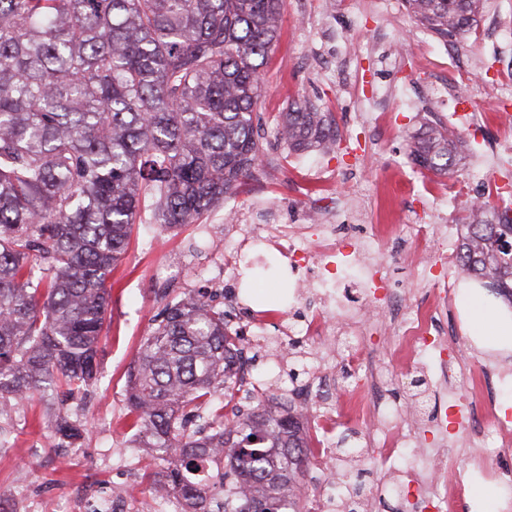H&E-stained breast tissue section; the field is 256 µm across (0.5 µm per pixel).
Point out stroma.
Segmentation results:
<instances>
[{
	"label": "stroma",
	"mask_w": 512,
	"mask_h": 512,
	"mask_svg": "<svg viewBox=\"0 0 512 512\" xmlns=\"http://www.w3.org/2000/svg\"><path fill=\"white\" fill-rule=\"evenodd\" d=\"M501 13L512 16V0H486L478 26L459 45L469 72L457 93L437 100L430 89L443 75L429 63L441 58L444 48L434 37L421 43L419 53L397 54L398 44L419 29L405 7L393 6L392 0H285L280 37L265 67V89L256 107L260 166L240 194L201 223L169 231L148 221L136 225L127 253L112 273L98 387L85 400L69 404L72 418L85 425L80 445L50 444L42 401L0 408V424L12 433L9 447H0V512H20L24 504L31 512H61L76 489L127 482L132 485L127 512H165L148 490V477L159 472V462L151 449L138 447L126 407L127 371L163 304L177 294L203 289L211 273L230 260L237 264V280L214 300L236 312L238 327L258 325L274 334L283 316L321 308L316 297L297 288V275L274 251L225 244L228 225L248 224L265 214L282 224H301L308 213L317 212L332 215L334 224L356 235L378 228L394 245L379 264L406 288L411 302L424 301L430 285L419 282L414 270L397 258L399 225L446 223L448 217H459L472 197L482 195L487 183L512 187V170L502 169L494 155L495 150L512 149L498 130V117L512 110V100L495 89L506 52L487 30L490 19ZM388 89L393 97L381 128L367 126L362 118L372 97ZM298 98L311 100L333 120L335 150L297 154L277 140L279 114ZM461 112L479 113L482 124L458 131L464 155L458 172L440 176L412 164L411 135L429 124L447 127L449 117ZM162 265L177 269V276L158 278ZM469 283L458 275L459 323L450 339L466 365L488 367L501 374L503 384L512 385V355L477 347L471 334L477 306ZM384 316L377 311L369 325L364 357L369 365L392 373L393 399L410 402L422 395L417 432L427 447H443L431 425L434 404L455 396L485 401L492 381L486 377L451 390L439 382L435 362L423 367L385 364L390 347L381 334ZM246 355L251 381L314 365L309 358L286 359L252 348ZM418 378L423 385L416 390L410 382ZM251 381L243 385L241 396L253 394ZM333 472L359 489L372 512H421L416 497L401 498L393 491L401 467L385 468L374 456L356 463L344 458L331 469L312 459L304 477L308 499L320 495Z\"/></svg>",
	"instance_id": "1"
}]
</instances>
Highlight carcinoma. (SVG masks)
<instances>
[{
	"instance_id": "cac0c4a2",
	"label": "carcinoma",
	"mask_w": 512,
	"mask_h": 512,
	"mask_svg": "<svg viewBox=\"0 0 512 512\" xmlns=\"http://www.w3.org/2000/svg\"><path fill=\"white\" fill-rule=\"evenodd\" d=\"M484 0H404L456 44ZM284 0H0V400L44 398L49 438L77 447L66 404L98 381L112 271L151 201L161 229L198 224L258 166L257 102ZM280 128L294 152L327 148L331 120L306 99ZM409 156L441 176L461 145L428 126ZM462 272L512 303V202L459 218ZM242 340L196 292L168 301L128 375L143 448L189 512H305L311 438L292 407L255 398L229 418ZM256 440H250V437Z\"/></svg>"
}]
</instances>
